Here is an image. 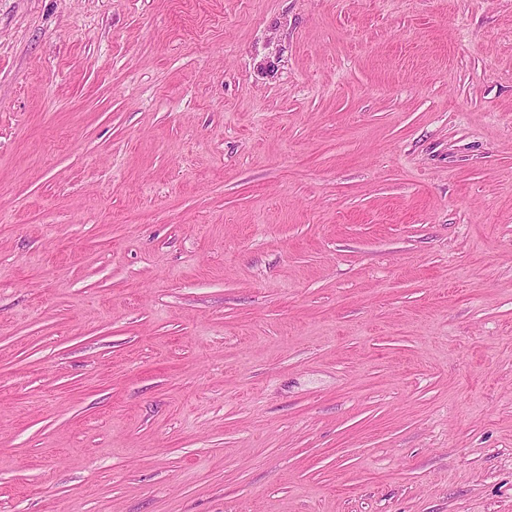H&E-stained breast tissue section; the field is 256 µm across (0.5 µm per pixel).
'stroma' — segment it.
I'll return each mask as SVG.
<instances>
[{"instance_id": "35a3bbf8", "label": "stroma", "mask_w": 512, "mask_h": 512, "mask_svg": "<svg viewBox=\"0 0 512 512\" xmlns=\"http://www.w3.org/2000/svg\"><path fill=\"white\" fill-rule=\"evenodd\" d=\"M0 512H512V0H0Z\"/></svg>"}]
</instances>
